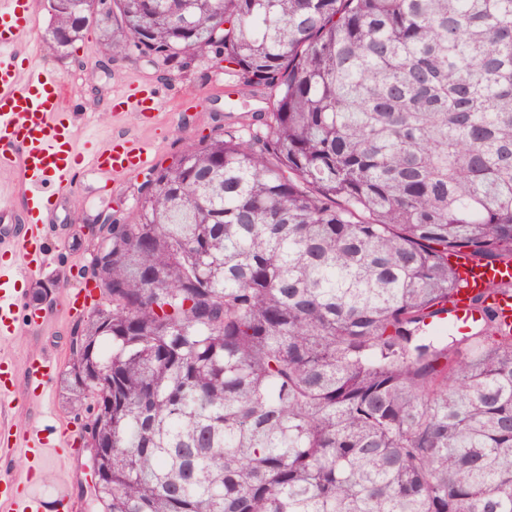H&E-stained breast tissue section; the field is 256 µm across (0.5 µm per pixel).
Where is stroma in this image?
Segmentation results:
<instances>
[{
	"instance_id": "stroma-1",
	"label": "stroma",
	"mask_w": 512,
	"mask_h": 512,
	"mask_svg": "<svg viewBox=\"0 0 512 512\" xmlns=\"http://www.w3.org/2000/svg\"><path fill=\"white\" fill-rule=\"evenodd\" d=\"M37 16L35 39L38 52L33 61L56 71L64 80L63 94L78 105L74 132L79 143H106L114 134H125L146 143L153 164L165 167L178 159L188 144L204 146L211 139L233 136L253 140L265 136L267 129L259 117L273 110L277 90L272 86L245 85L240 72L226 68L211 54L196 55L190 66L156 65L138 52L110 60L101 31L88 24L82 40L64 55L54 53L45 42L49 24L46 0H33ZM153 86L160 116L156 123L144 125L137 114L111 112L115 96L134 85ZM147 169L113 177L91 170H80L68 189L69 209L62 222L43 225L50 254L47 264L33 277H19L21 311H39L38 321L22 320L15 333L0 339V358L5 359L14 377V391L0 402V430L19 438L27 431L56 433L60 423L80 431L82 417L66 404L59 373L68 360V338L77 320L65 309V300L73 292L92 283L91 261L95 227L101 214L115 212L135 223L140 189ZM50 293L39 306H32L31 295L38 286ZM46 359L51 363L42 396H34L28 366ZM89 463L85 451L65 461H46L34 488L50 494L57 485H65L77 512H91L87 494Z\"/></svg>"
}]
</instances>
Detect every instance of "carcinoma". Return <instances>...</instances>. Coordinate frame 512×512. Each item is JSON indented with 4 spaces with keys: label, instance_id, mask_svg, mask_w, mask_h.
Masks as SVG:
<instances>
[{
    "label": "carcinoma",
    "instance_id": "cac0c4a2",
    "mask_svg": "<svg viewBox=\"0 0 512 512\" xmlns=\"http://www.w3.org/2000/svg\"><path fill=\"white\" fill-rule=\"evenodd\" d=\"M112 0V59L278 88L112 217L61 377L100 512H512V332L428 320L512 263V0ZM65 52L90 22L57 0Z\"/></svg>",
    "mask_w": 512,
    "mask_h": 512
}]
</instances>
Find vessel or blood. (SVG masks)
Returning a JSON list of instances; mask_svg holds the SVG:
<instances>
[{"mask_svg": "<svg viewBox=\"0 0 512 512\" xmlns=\"http://www.w3.org/2000/svg\"><path fill=\"white\" fill-rule=\"evenodd\" d=\"M36 15L32 0H0V165L18 167L24 202L22 213L0 210V249L10 248L14 261L0 266V334L16 330L17 298L10 287L20 273L37 271L48 249L40 225L59 217L67 205L65 187L72 170L90 164L99 174L135 171L150 162L145 145L125 135L113 136L106 146H79L74 138V113L62 93L63 81L54 71L31 64L28 55L16 53L19 45L33 43ZM155 91L144 85L115 98L117 111L133 110L144 123L155 118ZM461 286L448 303V320L460 332L473 322V298L486 302L502 320L512 325V264L488 265L467 254L451 258ZM500 292L489 293L491 284ZM75 439L64 435L51 439L35 432L23 446L34 460H66ZM0 512H43L40 497L14 490L12 481L0 482Z\"/></svg>", "mask_w": 512, "mask_h": 512, "instance_id": "vessel-or-blood-1", "label": "vessel or blood"}]
</instances>
